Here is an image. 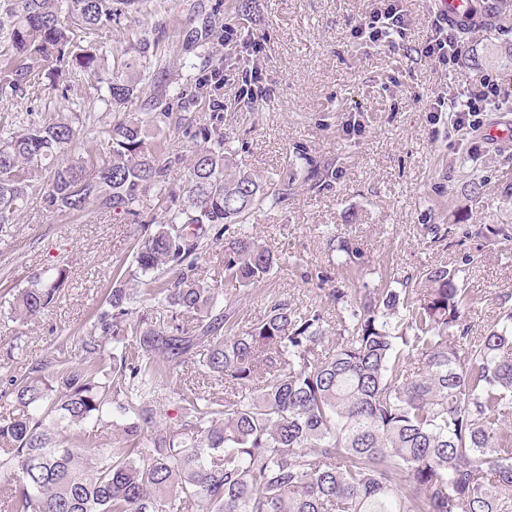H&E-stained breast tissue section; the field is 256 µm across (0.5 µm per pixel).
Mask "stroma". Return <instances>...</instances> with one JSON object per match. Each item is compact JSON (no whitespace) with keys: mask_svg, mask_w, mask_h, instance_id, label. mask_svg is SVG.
<instances>
[{"mask_svg":"<svg viewBox=\"0 0 512 512\" xmlns=\"http://www.w3.org/2000/svg\"><path fill=\"white\" fill-rule=\"evenodd\" d=\"M369 2L145 0L100 40L111 53L143 33L158 42L156 55L126 57L156 76L144 97L125 104L128 112L143 111L145 97L198 84L203 73L224 69L218 91L195 92L173 105L175 123L166 143L173 163L163 193L182 190V161L196 146L194 134L212 123L232 138L239 165L261 178L277 179L298 148L336 172L334 182L318 189L295 183L282 206L256 213L246 225L247 234L288 259L269 282L255 288L225 283L224 248H211L197 274L235 301L239 324L260 317L266 299L275 295L301 308L326 305L324 292L307 278L311 272H324L331 288L351 280L372 289L390 272L417 277L446 266L459 272L473 331L489 329L500 300L512 296V140L495 139L490 131L512 123V112L484 113L476 132L452 134L447 119H434L426 105L442 91L466 92L483 74L497 81L501 98L512 100V67L502 63L512 54V10L471 28L459 61L442 69L418 53L431 34L434 0H405L409 25L404 44L394 48L353 42L350 26ZM228 25L263 41L258 77L242 66H225ZM202 27L210 56L191 73L181 66L191 52L185 34ZM256 79L270 97L248 117L244 95ZM96 85L84 75L64 92L25 88L0 100V122L16 112L41 118L89 112L95 130L107 128L112 111L98 101ZM430 224L447 228L446 239H433ZM330 231L363 252V270L350 273L339 253L329 250ZM137 235V225L116 223L97 207L75 216L50 213L32 197L0 242V295L59 264L69 266L70 277L40 317L22 323L0 314V365L10 364L19 375L28 361L57 349L81 363V340L114 273L128 265Z\"/></svg>","mask_w":512,"mask_h":512,"instance_id":"1","label":"stroma"}]
</instances>
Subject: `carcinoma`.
I'll return each instance as SVG.
<instances>
[{"label": "carcinoma", "instance_id": "carcinoma-1", "mask_svg": "<svg viewBox=\"0 0 512 512\" xmlns=\"http://www.w3.org/2000/svg\"><path fill=\"white\" fill-rule=\"evenodd\" d=\"M141 0H0V97L86 74L118 108L145 75L106 70L92 42ZM120 113L105 130L109 155H68L84 125L0 124V239L37 193L46 210L95 203L142 227L130 267L113 279L78 365L51 351L10 375L1 396L0 504L7 512H512V308L475 336L458 270L387 276L379 288L328 289L325 309L286 297L239 326L224 291L197 276L224 244V280L255 288L285 260L242 225L288 199L298 172L265 183L238 165L230 137L202 127L204 146L158 221L150 193L167 175L171 103ZM335 250L365 265L348 240ZM68 270L39 273L8 301L16 320L53 303ZM398 287H392V284ZM111 348H106V344ZM205 351L199 375L224 394L182 387L175 421L159 389ZM118 438L93 444L86 427Z\"/></svg>", "mask_w": 512, "mask_h": 512}]
</instances>
